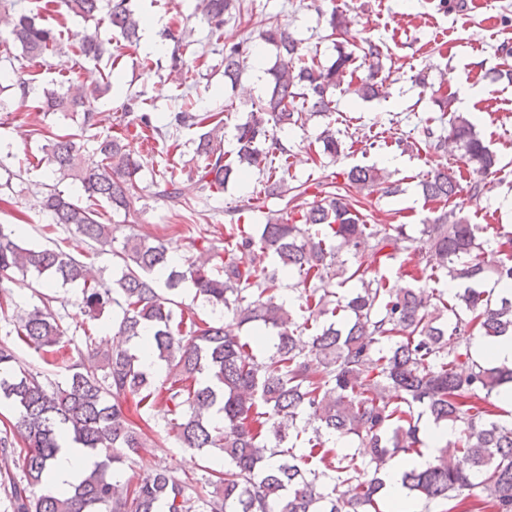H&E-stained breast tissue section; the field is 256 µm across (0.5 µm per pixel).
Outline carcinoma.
I'll use <instances>...</instances> for the list:
<instances>
[{
    "label": "carcinoma",
    "mask_w": 512,
    "mask_h": 512,
    "mask_svg": "<svg viewBox=\"0 0 512 512\" xmlns=\"http://www.w3.org/2000/svg\"><path fill=\"white\" fill-rule=\"evenodd\" d=\"M233 0H197L196 13L218 38L233 16ZM74 14L106 23L128 44L139 39L143 19L130 0H52L35 14L14 16L11 36L22 53L43 58L61 45L46 17ZM264 40L278 50L268 69L269 87L245 122L235 127L234 159L224 151L223 110L174 112L163 124L153 122L131 98L124 112L132 124L164 138L172 129L199 127L196 154L204 165L197 181L205 192H221L230 178L252 168L266 174L268 191L281 195L290 149L270 135V128L302 119L300 98L315 113L331 111L330 91L347 83L345 92L370 101L383 90V44L365 40L362 57L368 72L354 76L356 57L336 42L328 67L308 60L287 26L270 25ZM104 44L86 35L78 54L96 62ZM249 55L239 44L224 48V80L236 84ZM349 81H344L345 77ZM96 97L71 86L45 89L37 99L42 112H69L80 118L79 134L34 129L45 141L57 184L40 193L38 207L49 223L62 226L88 243L92 254L112 252L121 264L109 282L92 279L86 262L58 240L26 245L22 229L0 225V298L18 272L35 275L44 288L79 285V312L99 321L112 311L111 326L128 337L127 347L101 350L93 338L85 346L68 336V326L50 307L51 296L28 309L14 308L17 340L0 339V399L13 421L0 430V457L20 472L5 492L13 512H382L385 468L402 452L422 454L420 421L460 427L458 437L442 445L423 468L402 474L407 497L442 506L440 512H512V417L496 404L512 385V368L477 361L470 341L512 336V231L483 236L451 209L423 225L437 265L414 254L401 275L416 286L393 287L385 275L365 279L361 267L336 264L340 252L357 256L372 243L378 263L387 265L410 249L404 224H366L353 192L396 196L400 183L374 165L343 172L345 183L306 207L272 218L256 237L233 224L227 231L224 261L213 264L211 250L182 268L176 251L147 237L133 236L112 248L117 228L104 223L92 207L103 202L124 219L138 215V180L143 163L127 152L118 136L96 134ZM448 113V134L426 129L431 146L454 144L466 163L488 172L496 155L476 131V117L454 108L450 94L433 92ZM96 143L95 158L84 154V134ZM320 153L341 152L336 129L326 124L316 138ZM71 181L91 201L58 188ZM428 202L450 203L461 192L456 177L442 167L421 183ZM294 280L299 310L308 320L296 322L292 307L279 294V280L266 261ZM466 287L426 290L419 283L440 281L438 272ZM357 281L360 287L336 289ZM194 299L253 328L251 342L224 331L219 317L202 318L179 301L182 285ZM502 290H496V287ZM463 349H454V342ZM271 350L262 362L245 352L250 345ZM39 354L43 365L25 364L22 348ZM164 362L163 379L151 360ZM66 373L63 382L48 369ZM162 403L166 433L182 448H216L224 468L204 467L201 478H184L155 467L135 482L111 473L143 467L148 423L131 418V406ZM355 436L361 458L339 456V441ZM84 448L95 461L80 479L62 488L52 481L53 461L62 443Z\"/></svg>",
    "instance_id": "carcinoma-1"
}]
</instances>
